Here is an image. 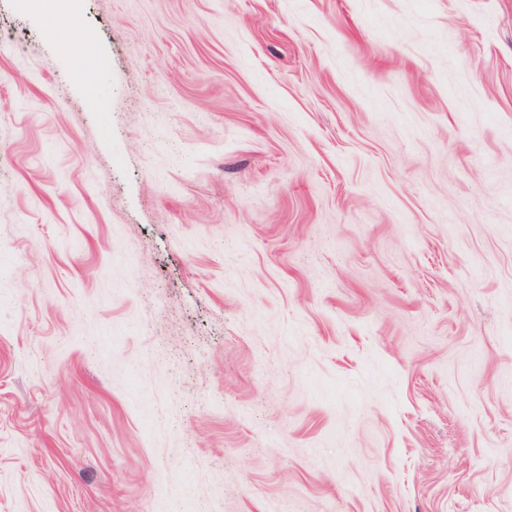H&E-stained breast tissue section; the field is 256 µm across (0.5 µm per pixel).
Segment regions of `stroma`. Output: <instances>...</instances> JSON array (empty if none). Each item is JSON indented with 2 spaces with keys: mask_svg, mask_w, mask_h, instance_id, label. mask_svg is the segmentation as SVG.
I'll use <instances>...</instances> for the list:
<instances>
[{
  "mask_svg": "<svg viewBox=\"0 0 512 512\" xmlns=\"http://www.w3.org/2000/svg\"><path fill=\"white\" fill-rule=\"evenodd\" d=\"M73 8L0 0V512H512V0ZM50 36L58 40L62 45H69L75 38H79L84 47L92 44V39L86 31H81L72 19L54 15L45 23Z\"/></svg>",
  "mask_w": 512,
  "mask_h": 512,
  "instance_id": "35a3bbf8",
  "label": "stroma"
}]
</instances>
